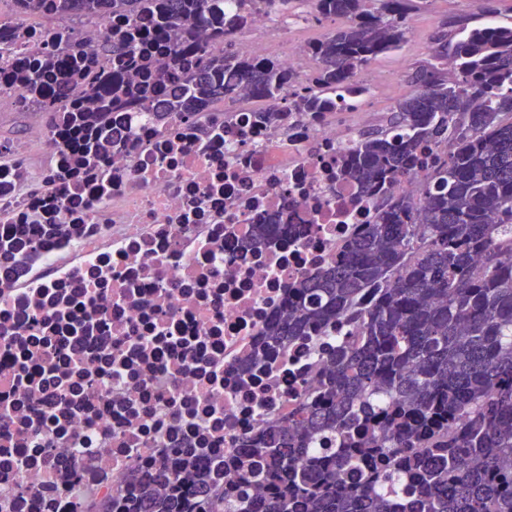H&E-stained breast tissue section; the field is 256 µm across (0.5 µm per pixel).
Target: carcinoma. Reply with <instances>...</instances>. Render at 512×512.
<instances>
[{
  "mask_svg": "<svg viewBox=\"0 0 512 512\" xmlns=\"http://www.w3.org/2000/svg\"><path fill=\"white\" fill-rule=\"evenodd\" d=\"M22 2L29 15H112V69L67 42L12 74L22 101L49 116L64 159L51 178L64 185L83 170L105 174L133 109L191 121L226 99L274 103L297 82L276 60L237 50L244 21L227 24L221 0ZM255 2L283 16L299 0ZM312 2L317 19L345 21L305 48L318 69L298 107L318 112L356 69L401 47L417 0ZM408 84L415 93L396 101L389 124L339 162L360 189L389 191L379 216L334 265L296 283L265 328L282 347L356 318L359 335L330 355L319 391L288 426L205 465L182 456L157 474L165 494L139 484L102 512H512V21L453 38L442 24ZM60 87L72 97L58 99ZM428 142L442 158L423 175V197L390 194ZM29 230L0 233V254ZM227 470L238 495L220 486Z\"/></svg>",
  "mask_w": 512,
  "mask_h": 512,
  "instance_id": "1",
  "label": "carcinoma"
}]
</instances>
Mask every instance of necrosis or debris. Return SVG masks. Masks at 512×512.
<instances>
[{"mask_svg":"<svg viewBox=\"0 0 512 512\" xmlns=\"http://www.w3.org/2000/svg\"><path fill=\"white\" fill-rule=\"evenodd\" d=\"M247 18V56L285 41L279 65L301 78L315 63L292 30L250 0H224V19ZM99 17L57 16L14 28L0 17V114L21 95L13 70L77 39L100 67ZM357 92L324 112L280 100L283 124L256 125L239 102L206 119L157 122L131 112L105 181L60 195L61 164L40 108L0 156V223H20L58 198L76 236L0 258V512H100L126 498L175 453L227 454L269 424L287 423L301 389L319 387L348 318L326 336L295 339L245 368L290 286L334 264L379 213V193L343 180L340 158L371 117L384 78L357 70ZM40 155V167L30 163ZM266 224L264 245L252 227Z\"/></svg>","mask_w":512,"mask_h":512,"instance_id":"4bbe7bcc","label":"necrosis or debris"}]
</instances>
